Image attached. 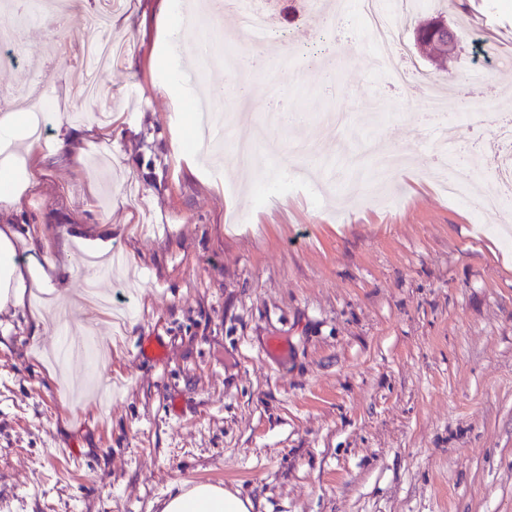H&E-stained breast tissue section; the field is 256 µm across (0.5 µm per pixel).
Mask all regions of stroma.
Instances as JSON below:
<instances>
[{
    "label": "stroma",
    "instance_id": "stroma-1",
    "mask_svg": "<svg viewBox=\"0 0 512 512\" xmlns=\"http://www.w3.org/2000/svg\"><path fill=\"white\" fill-rule=\"evenodd\" d=\"M160 2L113 0L123 51L98 75L104 103L72 96L82 10L28 27L26 54L0 61V113L20 84L43 102L0 224L34 228L16 258L56 289L0 335V512H160L198 483L254 512H512V251L482 231L512 211H485L502 188L494 135L458 117L475 72L474 110H512V0H457L461 52L443 70L413 41L440 0L393 16L412 81L446 90L447 125L425 131V99L377 64L359 10L327 96L309 76L311 50L334 45L320 13L272 0L297 49L258 85L308 114L332 185L293 153L299 131L265 128L252 103L233 128L263 136L247 173L224 135L216 159L195 150L196 54L174 51ZM166 82L185 97L156 96ZM74 109L88 118L65 155L57 123ZM446 139L483 149L460 201L429 175ZM396 141L409 159L379 181ZM147 338L161 358L142 357Z\"/></svg>",
    "mask_w": 512,
    "mask_h": 512
}]
</instances>
